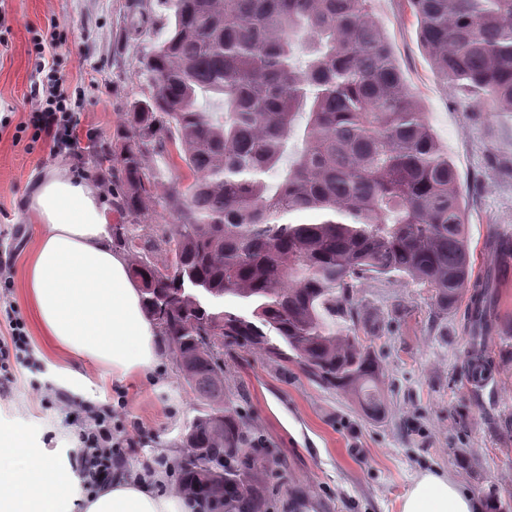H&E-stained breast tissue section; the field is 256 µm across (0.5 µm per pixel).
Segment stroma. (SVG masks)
I'll list each match as a JSON object with an SVG mask.
<instances>
[{
	"instance_id": "obj_1",
	"label": "stroma",
	"mask_w": 512,
	"mask_h": 512,
	"mask_svg": "<svg viewBox=\"0 0 512 512\" xmlns=\"http://www.w3.org/2000/svg\"><path fill=\"white\" fill-rule=\"evenodd\" d=\"M371 10L415 105L457 168L475 264L493 268L498 279L493 380L476 396L464 376L466 301L442 314L430 289L382 276L354 289L371 320L358 334L383 367L382 418L365 416L350 395L309 380L297 365L284 369L255 351L225 350L224 391L272 451V512H399L401 497L425 471L493 501L495 512H512V263H495L485 248L496 234L512 232V112L463 101L438 76L406 0H372ZM161 12L158 0H0V258L12 273L0 307L24 319L31 349L0 400V431L53 460H69L77 447L81 404L69 397L40 402L67 360L46 349L26 299L24 270L42 230L26 200L44 174L64 168L82 173L113 223H176V213L151 198L138 215L120 212V161L97 168L87 154L91 143L120 149L132 103L148 97L141 61ZM54 25L60 36L51 55L69 77L68 94H84L81 121L69 149L31 150L13 134L32 110V86L49 76L37 67L32 40ZM80 370L89 404L110 406L113 428L137 443L125 471L186 456L183 434L207 403L177 372L168 347L150 373L129 384L92 363Z\"/></svg>"
}]
</instances>
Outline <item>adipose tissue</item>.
<instances>
[{
    "instance_id": "ef3b65f1",
    "label": "adipose tissue",
    "mask_w": 512,
    "mask_h": 512,
    "mask_svg": "<svg viewBox=\"0 0 512 512\" xmlns=\"http://www.w3.org/2000/svg\"><path fill=\"white\" fill-rule=\"evenodd\" d=\"M44 230L25 270L33 318L46 344L71 357L111 370L124 383L157 362V328L144 310L139 283L123 254L113 250L109 218L97 191L63 170L47 173L26 202ZM74 367L57 381L72 397L86 398L85 379ZM159 473H117L89 498L58 466L15 435L0 436V512H190ZM447 475L421 474L402 497L400 512H492Z\"/></svg>"
}]
</instances>
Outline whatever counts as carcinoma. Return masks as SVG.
<instances>
[{
	"label": "carcinoma",
	"mask_w": 512,
	"mask_h": 512,
	"mask_svg": "<svg viewBox=\"0 0 512 512\" xmlns=\"http://www.w3.org/2000/svg\"><path fill=\"white\" fill-rule=\"evenodd\" d=\"M371 0H159L164 38L143 61L151 93L128 115L121 207L140 210L173 156L186 191L160 197L181 219L138 255L146 309L177 371L210 402L183 436L185 486L210 512H268L273 477L261 436L224 400V346L297 363L362 413L384 411L383 368L357 329L355 281L395 275L446 312L467 289L471 380L491 376L492 271L475 276L456 168L413 102ZM437 74L463 99L512 112V0H408ZM305 42V58L294 45ZM215 98L224 114L198 105ZM305 119L303 148L282 166ZM311 210L315 224L288 214Z\"/></svg>",
	"instance_id": "1"
}]
</instances>
